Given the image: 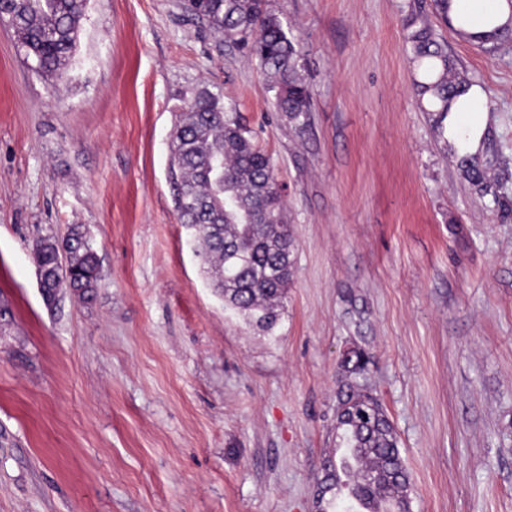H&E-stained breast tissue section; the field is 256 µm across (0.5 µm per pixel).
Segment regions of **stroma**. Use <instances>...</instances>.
I'll list each match as a JSON object with an SVG mask.
<instances>
[{
  "label": "stroma",
  "instance_id": "35a3bbf8",
  "mask_svg": "<svg viewBox=\"0 0 512 512\" xmlns=\"http://www.w3.org/2000/svg\"><path fill=\"white\" fill-rule=\"evenodd\" d=\"M184 0H88L63 75L0 27V512H321L341 362L396 431L411 512H512V44L432 0H268L313 89L297 133ZM421 16L482 87L476 188L418 106ZM273 158L295 238L272 332L225 310L180 223L169 145L198 94ZM85 225L91 299L47 306L34 245Z\"/></svg>",
  "mask_w": 512,
  "mask_h": 512
}]
</instances>
